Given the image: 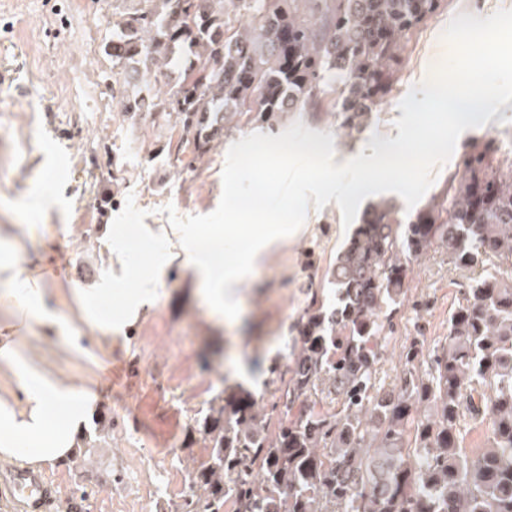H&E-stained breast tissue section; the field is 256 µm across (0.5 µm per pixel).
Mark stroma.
Masks as SVG:
<instances>
[{"instance_id": "35a3bbf8", "label": "stroma", "mask_w": 512, "mask_h": 512, "mask_svg": "<svg viewBox=\"0 0 512 512\" xmlns=\"http://www.w3.org/2000/svg\"><path fill=\"white\" fill-rule=\"evenodd\" d=\"M125 0H0V254L38 259L39 283L58 330L36 328L28 351L51 374L96 392L75 455L57 465L61 500L82 498L83 512H174L185 488L167 481L207 458L190 438L194 416L221 391L246 389L271 402L272 371L285 368V340L305 307L307 288L327 285L336 254L350 235L336 202L309 208L295 241L273 250L236 293L237 310L214 313L191 270L172 262L162 288L137 319L123 316V293L170 246L134 229L179 216L207 214L222 194L229 147L262 132L279 135L294 123L334 138L335 162L373 140L394 139L400 101L442 71L456 53L444 36L459 14L491 15L512 0H446L408 34L399 78L370 123L348 131L332 112H287L274 125L235 120L222 140L196 157L177 153L179 128L124 112L133 87L103 52ZM127 265L112 297V337L73 314L81 297L98 294L109 277L114 236ZM469 283L445 250L415 260L409 288L382 345L377 379L395 377L403 345L443 342L448 313ZM81 339L70 352L65 339Z\"/></svg>"}]
</instances>
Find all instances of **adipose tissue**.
Listing matches in <instances>:
<instances>
[{
    "instance_id": "ef3b65f1",
    "label": "adipose tissue",
    "mask_w": 512,
    "mask_h": 512,
    "mask_svg": "<svg viewBox=\"0 0 512 512\" xmlns=\"http://www.w3.org/2000/svg\"><path fill=\"white\" fill-rule=\"evenodd\" d=\"M292 210L291 200L281 197L266 223L251 229L248 246L229 256L224 253L226 232L217 224H200L192 230L146 224L141 232L175 238L181 265L195 273L216 308L223 309L261 257L296 234L289 223ZM0 277L14 285L10 296L14 318L0 326V375L22 377L20 395H0V461L32 468L53 465L73 456L93 396L77 391L65 378L46 375L32 359L24 358L34 328L48 327L51 321L44 291L23 263L0 262Z\"/></svg>"
}]
</instances>
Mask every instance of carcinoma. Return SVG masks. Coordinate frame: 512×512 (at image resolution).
Masks as SVG:
<instances>
[{
    "instance_id": "obj_1",
    "label": "carcinoma",
    "mask_w": 512,
    "mask_h": 512,
    "mask_svg": "<svg viewBox=\"0 0 512 512\" xmlns=\"http://www.w3.org/2000/svg\"><path fill=\"white\" fill-rule=\"evenodd\" d=\"M104 46L114 66L176 63L177 81H136L127 112L175 116L206 152L221 124L247 113L334 112L350 131L399 81L409 32L442 0H131ZM501 141L462 152L441 200L404 223L393 200L362 212L336 256L331 294L309 290L274 369L270 412L248 390L219 393L190 433L210 448L178 512H512V158ZM435 247L470 273L444 343L404 346L392 385L377 382L384 311L410 264ZM329 410H324V407ZM488 423L486 447L462 444Z\"/></svg>"
}]
</instances>
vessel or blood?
<instances>
[{
  "label": "vessel or blood",
  "instance_id": "vessel-or-blood-1",
  "mask_svg": "<svg viewBox=\"0 0 512 512\" xmlns=\"http://www.w3.org/2000/svg\"><path fill=\"white\" fill-rule=\"evenodd\" d=\"M0 498L16 512H57L59 489L46 473L17 469L0 475Z\"/></svg>",
  "mask_w": 512,
  "mask_h": 512
}]
</instances>
